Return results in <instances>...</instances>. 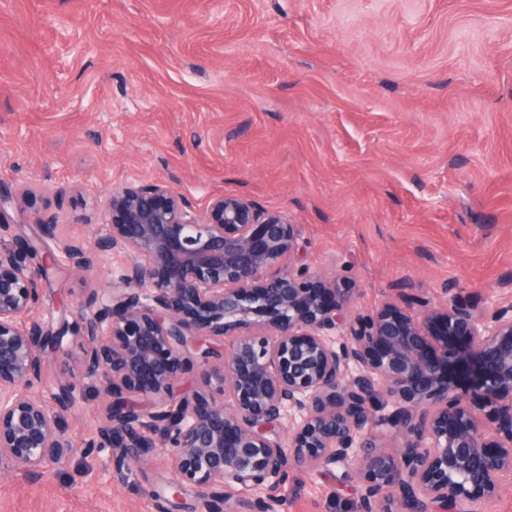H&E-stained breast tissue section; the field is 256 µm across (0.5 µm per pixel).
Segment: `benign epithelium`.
I'll return each mask as SVG.
<instances>
[{
	"instance_id": "benign-epithelium-1",
	"label": "benign epithelium",
	"mask_w": 512,
	"mask_h": 512,
	"mask_svg": "<svg viewBox=\"0 0 512 512\" xmlns=\"http://www.w3.org/2000/svg\"><path fill=\"white\" fill-rule=\"evenodd\" d=\"M26 205V192H0V209ZM104 217L90 251L22 236L0 246V467L37 476L66 458L62 420L81 406L80 384L55 379L47 401L31 389L49 355L76 348L103 398L88 447L111 449L118 467L166 449L171 503L188 486H242L268 491L257 512H276L291 471L340 463L355 465L362 512H472L497 496L512 473V304L474 292L433 308L410 296L412 312L352 315L336 281L275 270L298 251V225L241 196L211 198L200 218L166 183L126 184ZM61 253L80 272L125 260L75 324L55 328L28 315ZM228 334L231 349L211 363L205 342ZM195 365L202 389L179 393ZM276 425L288 445L271 438Z\"/></svg>"
}]
</instances>
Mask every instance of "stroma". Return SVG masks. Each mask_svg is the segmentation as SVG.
I'll list each match as a JSON object with an SVG mask.
<instances>
[{
    "label": "stroma",
    "mask_w": 512,
    "mask_h": 512,
    "mask_svg": "<svg viewBox=\"0 0 512 512\" xmlns=\"http://www.w3.org/2000/svg\"><path fill=\"white\" fill-rule=\"evenodd\" d=\"M163 181L204 212L241 195L288 215L309 269L370 314L399 293L512 304V0H0V187L11 235L93 247L113 187ZM60 261L74 310L109 287ZM66 414L39 479L0 470V512H170L166 450L105 470L102 400ZM346 466L297 471L283 512H359Z\"/></svg>",
    "instance_id": "stroma-1"
}]
</instances>
